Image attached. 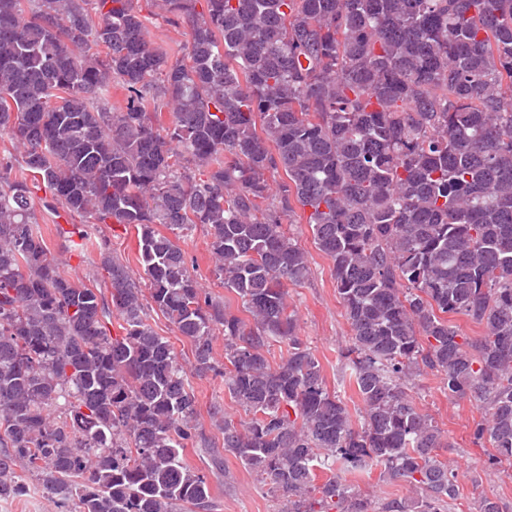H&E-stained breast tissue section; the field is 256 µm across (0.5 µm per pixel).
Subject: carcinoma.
Returning a JSON list of instances; mask_svg holds the SVG:
<instances>
[{"label": "carcinoma", "instance_id": "carcinoma-1", "mask_svg": "<svg viewBox=\"0 0 512 512\" xmlns=\"http://www.w3.org/2000/svg\"><path fill=\"white\" fill-rule=\"evenodd\" d=\"M159 2L190 24L173 62L133 0H0V133L24 147L0 161V500L36 488L60 512H212L184 459L199 439L191 378L211 373L248 416L219 424L224 451L279 512L456 500L441 430L406 392L426 369L477 403L473 442L512 469V0ZM298 209L351 326L357 425L289 309L288 285L310 275L282 224ZM40 211L86 219L57 229L95 247L108 292L60 271ZM94 224L135 227L148 289ZM159 224L209 229L246 317L199 288ZM150 309L190 342L189 366ZM374 468L409 495L365 497L352 477Z\"/></svg>", "mask_w": 512, "mask_h": 512}]
</instances>
